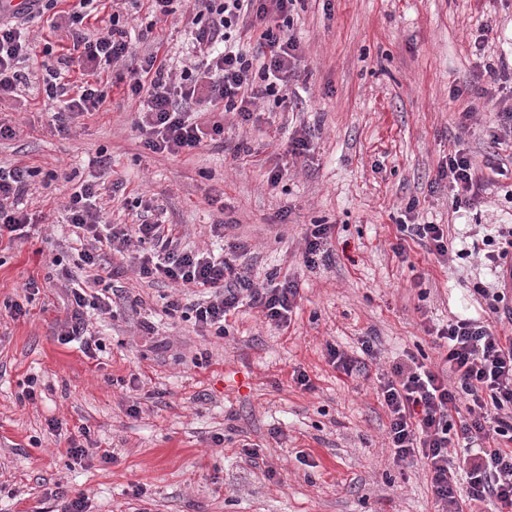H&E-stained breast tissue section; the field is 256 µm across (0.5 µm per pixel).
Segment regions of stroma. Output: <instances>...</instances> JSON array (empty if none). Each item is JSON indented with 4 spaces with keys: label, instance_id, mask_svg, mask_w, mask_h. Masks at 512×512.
Listing matches in <instances>:
<instances>
[{
    "label": "stroma",
    "instance_id": "obj_1",
    "mask_svg": "<svg viewBox=\"0 0 512 512\" xmlns=\"http://www.w3.org/2000/svg\"><path fill=\"white\" fill-rule=\"evenodd\" d=\"M121 10L133 62L158 45L177 61L190 52L194 0L157 25L147 0ZM293 16L302 48L288 84L293 110L270 96L249 122L225 113L223 142L189 154L145 147L122 63L102 74L100 111L66 135L33 94L0 102V121L17 128L0 141V166L33 168L24 208L52 218L27 240L0 244V512H56L60 490L86 493L88 512H434L420 462L393 460L375 387L406 355L439 365L426 326L485 314L473 286L494 277L473 243L512 226V177L458 209L434 179L452 143L481 168L512 154L493 143L512 134L498 118L512 109V0H303ZM502 62L505 76L473 98L467 88L485 64ZM301 128L313 145L294 156L289 138ZM103 154L112 158L107 172L95 164ZM282 167L287 176L270 184ZM54 172L122 181L123 191L103 196L115 222L128 221L126 202L140 196L190 248L246 244L237 261L255 282L298 281L290 325L275 328L243 307L228 336L200 335L193 321L163 311L178 289L125 267L112 284L141 304L101 317L96 358L60 343L63 301L47 281L78 257L59 220L66 185ZM426 223L447 225L451 265L415 243L408 261L394 254L399 225ZM214 224L223 237L212 235ZM311 224L334 227L331 263L312 270L301 261ZM17 302L27 314L14 319ZM362 336L374 337L377 356L346 377L327 347L355 356ZM296 369L312 390L295 385ZM134 404L139 414H130ZM82 427L87 454L76 459L68 440ZM252 448L263 465L250 462Z\"/></svg>",
    "mask_w": 512,
    "mask_h": 512
}]
</instances>
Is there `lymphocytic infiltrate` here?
I'll list each match as a JSON object with an SVG mask.
<instances>
[{"label": "lymphocytic infiltrate", "mask_w": 512, "mask_h": 512, "mask_svg": "<svg viewBox=\"0 0 512 512\" xmlns=\"http://www.w3.org/2000/svg\"><path fill=\"white\" fill-rule=\"evenodd\" d=\"M96 2L77 0L65 11L75 53L59 55L58 67L47 68L38 84L22 69L35 54L36 39L20 17L42 16L57 0H25L23 13L0 17V100L35 88L63 133L75 117L99 111L106 96L96 75L130 55L131 43L119 12H112L105 28L91 29ZM195 2V61L176 75L154 51L128 74L125 91L140 101L136 126L156 153L177 155L223 139L225 111L250 121L257 99L287 88L301 55L290 32L297 0ZM243 20L255 37L261 67H254L233 38ZM71 64L77 65L80 81L65 80L61 68ZM33 175L24 166L0 167V238L29 237L32 222L18 201ZM438 177L457 196L474 200L486 184L472 158L456 148L449 150ZM99 197L97 184L84 182L72 187L64 206L86 276L65 277L67 307L56 321L58 341L79 342L89 358L101 350L87 312L112 313L107 272L115 256L131 259L140 278L194 287L193 299L168 301L164 312L186 311L209 335H227L229 316L245 305L258 309L268 324L288 327L300 294L296 282L256 285L248 267L184 247L173 226L156 218L148 205L131 223H112ZM398 230L402 240L393 247L396 257L407 259L411 240L450 260L444 225L402 224ZM431 333L443 351L439 367L411 357L379 380L377 398L387 413L393 459L421 460L437 512H487L491 505L496 512H512V336L467 317Z\"/></svg>", "instance_id": "1"}]
</instances>
